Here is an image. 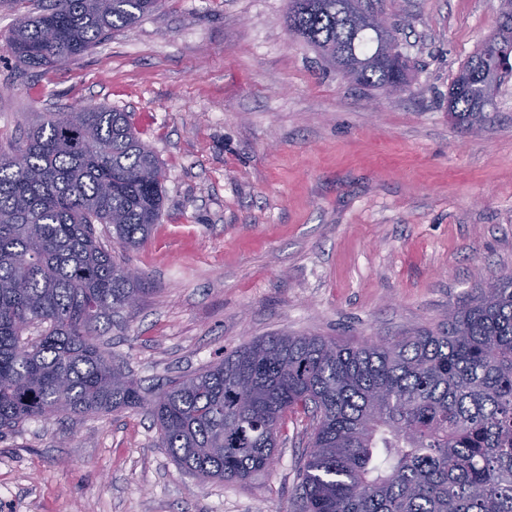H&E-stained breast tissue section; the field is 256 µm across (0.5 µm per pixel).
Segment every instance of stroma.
<instances>
[{
	"mask_svg": "<svg viewBox=\"0 0 512 512\" xmlns=\"http://www.w3.org/2000/svg\"><path fill=\"white\" fill-rule=\"evenodd\" d=\"M48 0H0V153L38 113H130L160 161L162 216L125 250L139 303L99 320L116 363L154 390L253 339L355 345L437 328L512 271V79L478 133L448 118L460 67L499 0H380L409 91L347 83L286 26L288 0H162L61 67L5 49ZM303 417L247 484L182 473L140 410L29 420L0 436V512H293Z\"/></svg>",
	"mask_w": 512,
	"mask_h": 512,
	"instance_id": "35a3bbf8",
	"label": "stroma"
}]
</instances>
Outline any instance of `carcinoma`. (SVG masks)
Listing matches in <instances>:
<instances>
[{
	"label": "carcinoma",
	"mask_w": 512,
	"mask_h": 512,
	"mask_svg": "<svg viewBox=\"0 0 512 512\" xmlns=\"http://www.w3.org/2000/svg\"><path fill=\"white\" fill-rule=\"evenodd\" d=\"M160 0H50L6 42L28 68L84 55ZM289 33L346 79L409 90L398 29L361 27L348 0H289ZM512 45V0L497 33L461 67L448 114L471 130L487 59ZM0 154V436L31 419L142 409L160 445L202 480L248 482L275 460L286 418H309L294 512H512V274L448 308L437 330L388 343L322 336L252 340L155 393L93 338L100 318L145 289L94 225L133 248L161 216L164 175L130 115L107 107L43 112L20 149ZM40 328L26 339L31 326Z\"/></svg>",
	"instance_id": "1"
}]
</instances>
